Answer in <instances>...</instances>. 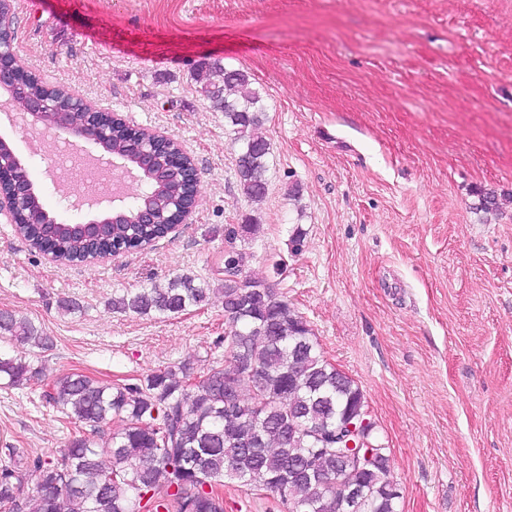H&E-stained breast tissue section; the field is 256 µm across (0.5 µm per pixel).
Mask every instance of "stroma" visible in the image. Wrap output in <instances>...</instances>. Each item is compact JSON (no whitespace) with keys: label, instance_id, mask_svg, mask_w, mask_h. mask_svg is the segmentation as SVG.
I'll use <instances>...</instances> for the list:
<instances>
[{"label":"stroma","instance_id":"35a3bbf8","mask_svg":"<svg viewBox=\"0 0 512 512\" xmlns=\"http://www.w3.org/2000/svg\"><path fill=\"white\" fill-rule=\"evenodd\" d=\"M14 12L21 63L180 141L201 205L152 247L77 265L1 220L0 310L54 339L5 352L49 379L110 382L222 357L221 301L163 320L108 303L182 273L223 287L224 255L240 251L362 388L399 512H512V0H14ZM213 59L245 71L267 105L259 203L242 195L224 115L195 80ZM0 136L50 211L86 220L29 136L5 123ZM485 192L497 209H480ZM242 224L257 230L228 236ZM73 433L38 383L0 387V448L47 453ZM224 507L281 509L235 483Z\"/></svg>","mask_w":512,"mask_h":512}]
</instances>
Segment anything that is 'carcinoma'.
Instances as JSON below:
<instances>
[{"instance_id": "carcinoma-1", "label": "carcinoma", "mask_w": 512, "mask_h": 512, "mask_svg": "<svg viewBox=\"0 0 512 512\" xmlns=\"http://www.w3.org/2000/svg\"><path fill=\"white\" fill-rule=\"evenodd\" d=\"M201 92L224 123L236 150V175L251 202L267 194L270 144L259 133L266 107L247 73L216 60L204 65ZM125 124L112 130V153L127 152ZM166 172L154 188L190 203L179 167L164 158ZM55 215L44 203L26 212L17 232L40 252L39 228ZM168 235L166 224H114L108 240L91 248L62 236L51 245L62 264L94 254L147 248ZM246 257L224 256V287L177 274L112 296V309L169 318L209 304L224 305V335L215 347L224 358L203 368L190 362L121 383L71 373L41 385V398L75 427L68 443L49 454L25 448L0 450V512H224V486L238 483L279 496L297 512H397L399 494L390 478L387 448L366 427L375 463L362 467L348 428L369 412L360 386L320 352L307 321L264 280L248 275ZM43 351L53 337L26 317L0 312V342ZM31 362L0 352V382L20 387L41 376ZM36 481L21 489L19 471ZM350 476L359 490L350 499L338 479Z\"/></svg>"}]
</instances>
